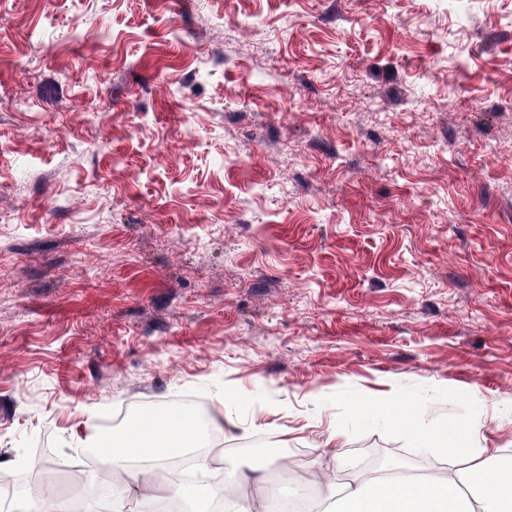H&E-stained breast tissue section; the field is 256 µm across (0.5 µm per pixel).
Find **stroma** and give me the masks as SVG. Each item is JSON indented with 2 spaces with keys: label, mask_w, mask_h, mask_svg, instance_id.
I'll return each mask as SVG.
<instances>
[{
  "label": "stroma",
  "mask_w": 512,
  "mask_h": 512,
  "mask_svg": "<svg viewBox=\"0 0 512 512\" xmlns=\"http://www.w3.org/2000/svg\"><path fill=\"white\" fill-rule=\"evenodd\" d=\"M187 396L218 475L512 460V0H0V470Z\"/></svg>",
  "instance_id": "35a3bbf8"
}]
</instances>
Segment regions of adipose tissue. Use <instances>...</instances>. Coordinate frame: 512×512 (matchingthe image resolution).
<instances>
[{"instance_id": "1", "label": "adipose tissue", "mask_w": 512, "mask_h": 512, "mask_svg": "<svg viewBox=\"0 0 512 512\" xmlns=\"http://www.w3.org/2000/svg\"><path fill=\"white\" fill-rule=\"evenodd\" d=\"M390 412L423 452L452 453L447 475L359 477L343 483L327 476L317 483L326 512H512V463L502 462L497 449L476 445L477 425L429 420L399 403L391 405ZM201 436L193 413L150 412L131 420L110 442L91 437L81 446L96 456L101 473L117 477L124 492L131 493L151 488L154 467L196 449ZM271 465L270 459L259 457L252 477H234L232 512H269L266 503L274 492L264 473ZM197 475L195 486L174 478L164 492L183 500L186 512H210L211 501L224 494L225 486L213 483L207 460L199 461ZM252 486L260 490V498L249 494Z\"/></svg>"}]
</instances>
